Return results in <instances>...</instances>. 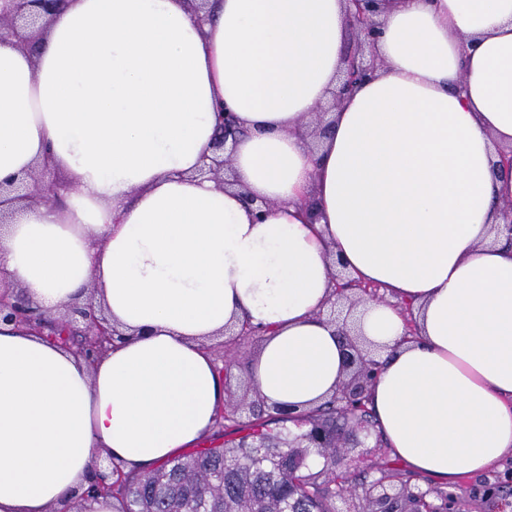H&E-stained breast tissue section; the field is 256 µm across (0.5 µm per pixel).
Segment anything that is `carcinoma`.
<instances>
[{"mask_svg": "<svg viewBox=\"0 0 512 512\" xmlns=\"http://www.w3.org/2000/svg\"><path fill=\"white\" fill-rule=\"evenodd\" d=\"M276 406L258 408L247 418L229 411L217 413L209 436L199 446L175 457L156 469L125 472L112 482V489L100 494L88 489V497L112 499L113 512H192L205 504L210 512H279L288 501V487L299 465L297 448H240L236 437L249 431L267 435L280 430L265 415ZM336 404L329 401L307 412L314 425L336 423ZM325 460L323 453L310 449L302 471L304 483L293 500L295 512H336V471L321 467L311 472L313 458ZM396 460L383 457L371 467L380 477L364 475L358 486L365 492L387 477H394ZM422 495L430 507L443 512L448 508L445 491L415 486L410 493L392 499L391 512L412 508V495Z\"/></svg>", "mask_w": 512, "mask_h": 512, "instance_id": "1", "label": "carcinoma"}]
</instances>
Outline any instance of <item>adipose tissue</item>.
<instances>
[{"label":"adipose tissue","instance_id":"adipose-tissue-1","mask_svg":"<svg viewBox=\"0 0 512 512\" xmlns=\"http://www.w3.org/2000/svg\"><path fill=\"white\" fill-rule=\"evenodd\" d=\"M378 21L377 72L316 152L301 123L344 67L345 0H210L202 21L184 0H70L35 53L0 44V183L39 163L69 184L0 206V279L48 314L93 290L123 334L90 364L0 322V512H58L98 459L140 471L196 446L227 324L265 327L268 403L328 399L337 262L415 315L408 340L396 305L358 313L393 455L448 484L512 456V180L492 173L512 146V0H392ZM220 102L247 130L236 190L198 174ZM246 194L273 202L263 221Z\"/></svg>","mask_w":512,"mask_h":512}]
</instances>
